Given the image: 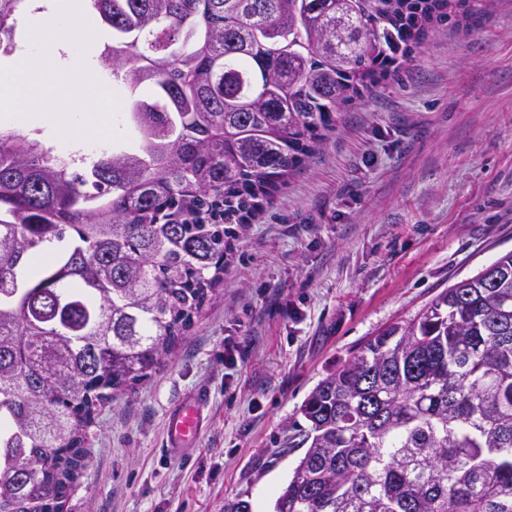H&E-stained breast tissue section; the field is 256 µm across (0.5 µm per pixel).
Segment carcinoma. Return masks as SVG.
Listing matches in <instances>:
<instances>
[{"label": "carcinoma", "instance_id": "cac0c4a2", "mask_svg": "<svg viewBox=\"0 0 512 512\" xmlns=\"http://www.w3.org/2000/svg\"><path fill=\"white\" fill-rule=\"evenodd\" d=\"M31 0H0V56ZM134 149L0 132V512H63L98 405L174 353L232 241L385 63L475 0H90ZM301 406L274 512H512V252ZM108 148L109 145L102 142L96 145L86 144L83 148L76 151L63 150L57 147L56 149H53V154L64 165H78V163L81 164V162L88 161L100 151Z\"/></svg>", "mask_w": 512, "mask_h": 512}]
</instances>
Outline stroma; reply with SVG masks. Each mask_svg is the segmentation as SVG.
Listing matches in <instances>:
<instances>
[{
	"mask_svg": "<svg viewBox=\"0 0 512 512\" xmlns=\"http://www.w3.org/2000/svg\"><path fill=\"white\" fill-rule=\"evenodd\" d=\"M449 20L364 91L235 243L173 359L98 406L64 512H274L299 408L365 340L512 250V0ZM58 37L41 81L97 80ZM241 346L233 363L224 345ZM208 401L197 441L163 450L169 410Z\"/></svg>",
	"mask_w": 512,
	"mask_h": 512,
	"instance_id": "obj_1",
	"label": "stroma"
}]
</instances>
